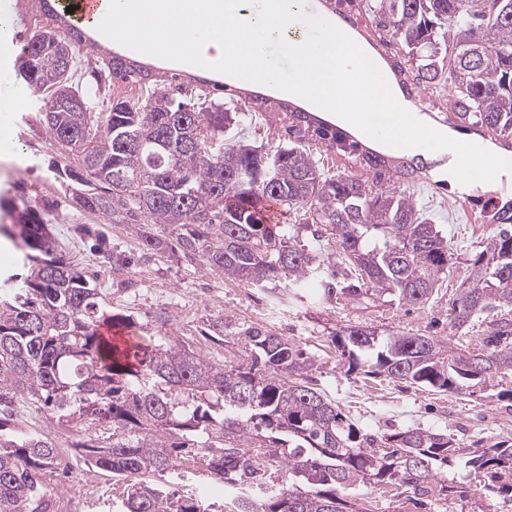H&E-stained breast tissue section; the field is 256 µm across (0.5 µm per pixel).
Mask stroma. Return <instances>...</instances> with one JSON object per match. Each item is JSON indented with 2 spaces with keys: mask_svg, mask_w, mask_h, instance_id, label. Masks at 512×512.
<instances>
[{
  "mask_svg": "<svg viewBox=\"0 0 512 512\" xmlns=\"http://www.w3.org/2000/svg\"><path fill=\"white\" fill-rule=\"evenodd\" d=\"M211 79L224 83V106L237 111L251 98L260 105L245 125V136L253 145L276 146L285 136L286 106L305 107L304 99L281 94L277 89L237 78ZM0 91L19 94L22 107L10 120L7 134H0V200H14L18 208H31L45 218L64 258L80 271L101 269L103 252L85 228L102 233L108 251L129 257V265L103 283L100 303L109 313H118L137 323L141 336H193L207 320L225 319L261 325L302 343L318 362L310 375L311 384L335 400L342 411L365 432L383 435L419 426L453 437L466 447L490 446L512 439V377L494 379L477 387L473 394L431 391L385 377H370L349 371L332 342L336 330L356 323H370L382 330L444 336L448 333V300L457 285L469 275L467 260L492 235L496 225L486 223L483 211L494 198L512 200V172L502 173L487 186H471L460 194L453 176L443 184L433 181L410 189L418 208L434 223L447 228L457 244L458 261L438 296L423 308L387 303L375 308L339 304L288 303L276 301L257 288L225 279L222 272L169 255H148L142 249L134 225L115 224L71 207L66 179L52 172L54 154L39 121L41 96L25 88L19 73L0 75ZM407 103L421 119L465 140L469 131L448 123L447 91H418ZM20 423L31 431H47L70 460L79 434L74 425L49 423L38 404L25 403L18 412ZM449 483L467 488L466 496L440 499L428 497L422 512H512V500L485 490L480 479L457 460L447 473ZM58 512H112V480L97 475L95 487L71 485L67 478L52 475L44 480Z\"/></svg>",
  "mask_w": 512,
  "mask_h": 512,
  "instance_id": "obj_1",
  "label": "stroma"
}]
</instances>
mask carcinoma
<instances>
[{"instance_id":"1","label":"carcinoma","mask_w":512,"mask_h":512,"mask_svg":"<svg viewBox=\"0 0 512 512\" xmlns=\"http://www.w3.org/2000/svg\"><path fill=\"white\" fill-rule=\"evenodd\" d=\"M380 41L403 45L392 63L413 90L451 86L448 123L479 126L512 152V0H374ZM82 29L40 28L19 60L22 79L42 96L41 120L65 165L55 172L83 191L80 209L114 224H135L145 250L171 253L265 288L280 301L336 299L377 306L393 296L423 307L454 265V242L420 213L393 174L416 181L422 169L362 149V143L313 113L288 115V145L255 146L219 98L157 80L135 63L87 60L96 89L75 79ZM137 84L114 96L102 85ZM105 103L96 110L93 100ZM359 153L372 173H332L310 143ZM303 214L329 231L326 260L264 216L266 203ZM489 222L504 228L469 259V281L448 304V338L348 326L333 335L357 370L441 392L466 393L512 374V200ZM22 250L26 275L0 284V512H53L44 476L59 448L23 429L14 406L38 402L54 423L81 426L75 444L92 468L116 480V512H210L204 501L149 483L185 462L224 483L225 512H368L362 485L408 487L448 497L456 460L484 486L512 497V440L462 448L420 427L381 437L363 432L335 401L308 385L314 354L272 330L222 317L203 339L238 346L217 360L179 336L142 354L119 353L101 324L122 325L99 302L98 278L58 253L49 225L34 211L0 224ZM344 265L335 283L336 264ZM480 345L461 351L457 333Z\"/></svg>"}]
</instances>
